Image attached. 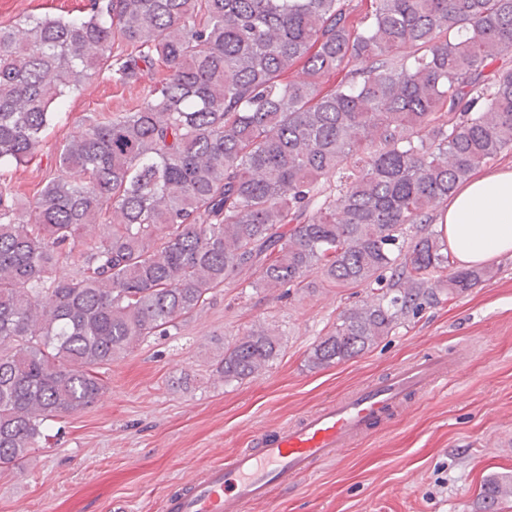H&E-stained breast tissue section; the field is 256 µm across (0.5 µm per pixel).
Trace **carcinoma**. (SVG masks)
<instances>
[{
  "mask_svg": "<svg viewBox=\"0 0 512 512\" xmlns=\"http://www.w3.org/2000/svg\"><path fill=\"white\" fill-rule=\"evenodd\" d=\"M88 0L81 17L0 24V166L28 163L54 107L93 77L160 67L134 105L60 146L20 211L0 173V469L52 417L95 404L98 369L192 317L224 283L376 285L313 348L315 367L389 335L448 279L432 229L448 197L512 151V0ZM92 224L79 267L76 239ZM412 241L405 244L408 230ZM278 338L224 345L255 378ZM512 480L492 477L482 512Z\"/></svg>",
  "mask_w": 512,
  "mask_h": 512,
  "instance_id": "obj_1",
  "label": "carcinoma"
}]
</instances>
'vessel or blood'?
Returning <instances> with one entry per match:
<instances>
[{
    "label": "vessel or blood",
    "instance_id": "b4317fda",
    "mask_svg": "<svg viewBox=\"0 0 512 512\" xmlns=\"http://www.w3.org/2000/svg\"><path fill=\"white\" fill-rule=\"evenodd\" d=\"M449 363L424 358L397 368L380 383L337 397L299 422L257 438L253 447L213 466L186 493L168 498L165 512H243L275 486L313 470L362 440L404 408L405 398L447 380Z\"/></svg>",
    "mask_w": 512,
    "mask_h": 512
}]
</instances>
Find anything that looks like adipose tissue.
<instances>
[{
  "label": "adipose tissue",
  "instance_id": "adipose-tissue-1",
  "mask_svg": "<svg viewBox=\"0 0 512 512\" xmlns=\"http://www.w3.org/2000/svg\"><path fill=\"white\" fill-rule=\"evenodd\" d=\"M438 226L460 267L512 257V167L475 171L449 197Z\"/></svg>",
  "mask_w": 512,
  "mask_h": 512
}]
</instances>
